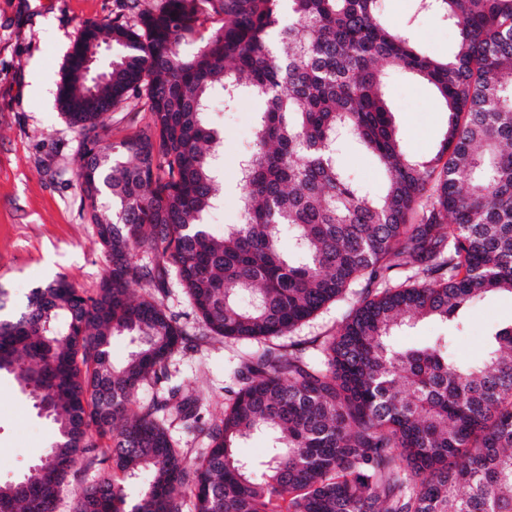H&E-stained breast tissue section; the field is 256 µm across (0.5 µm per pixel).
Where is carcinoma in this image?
I'll use <instances>...</instances> for the list:
<instances>
[{
  "label": "carcinoma",
  "mask_w": 512,
  "mask_h": 512,
  "mask_svg": "<svg viewBox=\"0 0 512 512\" xmlns=\"http://www.w3.org/2000/svg\"><path fill=\"white\" fill-rule=\"evenodd\" d=\"M419 7L456 29L451 56L417 52L379 0H130L132 17L83 26L57 102L79 132L75 178L108 266L93 295L60 276L0 319V373L42 394L57 434L47 461L0 482V512H57L80 466L97 478L74 512H512V321L470 362L449 352L475 301L512 296V0ZM103 44L101 77L79 80ZM394 69L446 105L428 160L402 151L383 95ZM244 94L264 110L239 161L243 220L218 238L222 137L208 114ZM129 99L150 123L113 141L104 116ZM340 133L385 167L383 192L349 178ZM172 273L211 333L256 347L193 459L171 426L198 430L200 398L166 374L185 331L154 297L133 298ZM361 284L312 351L272 344ZM422 319L447 335L392 344ZM122 335L134 349L116 366ZM147 381L166 383L161 396L128 413ZM254 435L271 442L262 461L235 451Z\"/></svg>",
  "instance_id": "cac0c4a2"
}]
</instances>
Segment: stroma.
I'll return each instance as SVG.
<instances>
[{
  "instance_id": "1",
  "label": "stroma",
  "mask_w": 512,
  "mask_h": 512,
  "mask_svg": "<svg viewBox=\"0 0 512 512\" xmlns=\"http://www.w3.org/2000/svg\"><path fill=\"white\" fill-rule=\"evenodd\" d=\"M389 27L410 29L416 47L431 57H448L458 38L445 17L421 15L415 0H381ZM127 0H0V298L1 317L18 314L34 288L64 275L76 288L94 293L106 272L96 231L81 206L73 177L79 135L60 111L57 87L73 43L89 21H109L127 13ZM37 64L50 82L46 95L30 94L25 80ZM385 99L403 133L405 153L426 160L437 152L448 113L434 89L410 75L393 72ZM261 100L244 96L232 108L214 100L211 121L223 134L224 199L209 218L214 235L242 220L238 161L252 145ZM350 179L381 191L386 172L355 143L342 148ZM197 347L178 351L169 361L170 383L202 400V417L221 419L242 345L222 337L202 338V329L176 279L149 285ZM512 320V296L496 295L474 305L466 330L450 351L462 361L475 359L484 337ZM56 438L53 425L34 407L12 375H0V481L20 478L39 462Z\"/></svg>"
}]
</instances>
